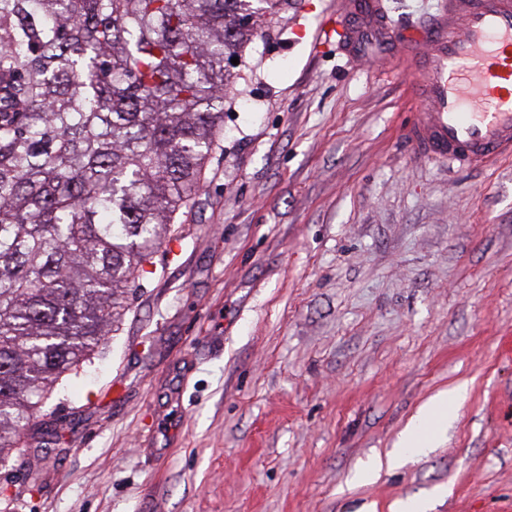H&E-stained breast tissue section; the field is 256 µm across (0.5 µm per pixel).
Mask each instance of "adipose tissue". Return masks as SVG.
Wrapping results in <instances>:
<instances>
[{
  "label": "adipose tissue",
  "mask_w": 512,
  "mask_h": 512,
  "mask_svg": "<svg viewBox=\"0 0 512 512\" xmlns=\"http://www.w3.org/2000/svg\"><path fill=\"white\" fill-rule=\"evenodd\" d=\"M465 387H455L453 392H440L429 399L411 420L404 431L398 448L383 455H375L354 477L355 482L366 484L376 479L382 469H391L408 456H426L438 434L448 423L449 397L463 398Z\"/></svg>",
  "instance_id": "ef3b65f1"
}]
</instances>
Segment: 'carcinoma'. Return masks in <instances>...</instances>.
<instances>
[{"label":"carcinoma","mask_w":512,"mask_h":512,"mask_svg":"<svg viewBox=\"0 0 512 512\" xmlns=\"http://www.w3.org/2000/svg\"><path fill=\"white\" fill-rule=\"evenodd\" d=\"M288 0H0V464L120 320Z\"/></svg>","instance_id":"carcinoma-1"}]
</instances>
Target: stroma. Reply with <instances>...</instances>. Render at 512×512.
<instances>
[{"instance_id": "obj_1", "label": "stroma", "mask_w": 512, "mask_h": 512, "mask_svg": "<svg viewBox=\"0 0 512 512\" xmlns=\"http://www.w3.org/2000/svg\"><path fill=\"white\" fill-rule=\"evenodd\" d=\"M290 0L131 304L0 466V512H512V158L418 155L377 54ZM426 457L353 483L431 397Z\"/></svg>"}]
</instances>
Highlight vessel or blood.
<instances>
[{
	"label": "vessel or blood",
	"mask_w": 512,
	"mask_h": 512,
	"mask_svg": "<svg viewBox=\"0 0 512 512\" xmlns=\"http://www.w3.org/2000/svg\"><path fill=\"white\" fill-rule=\"evenodd\" d=\"M354 19L343 53L386 45V64L423 107L411 130L418 152L462 168L512 157V0H436L425 22L396 32L388 0H337Z\"/></svg>",
	"instance_id": "1"
}]
</instances>
